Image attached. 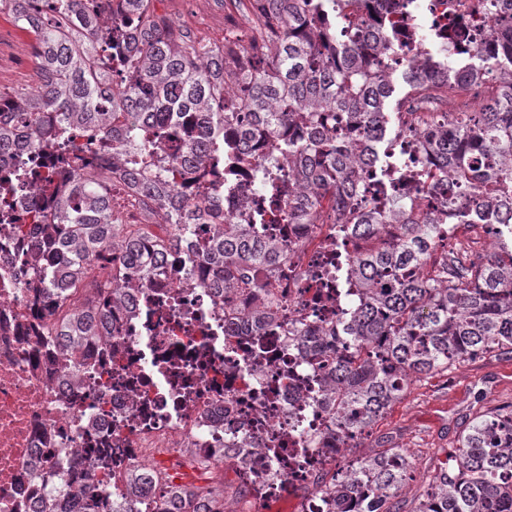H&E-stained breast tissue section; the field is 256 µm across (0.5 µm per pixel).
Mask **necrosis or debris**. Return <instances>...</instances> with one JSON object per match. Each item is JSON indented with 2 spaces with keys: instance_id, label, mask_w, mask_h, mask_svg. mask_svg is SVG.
Returning <instances> with one entry per match:
<instances>
[{
  "instance_id": "4bbe7bcc",
  "label": "necrosis or debris",
  "mask_w": 512,
  "mask_h": 512,
  "mask_svg": "<svg viewBox=\"0 0 512 512\" xmlns=\"http://www.w3.org/2000/svg\"><path fill=\"white\" fill-rule=\"evenodd\" d=\"M382 23L400 41L424 32L437 51L462 57L489 39L493 15L478 0H406ZM438 115L407 104L406 160L392 184L423 212L434 205V168L419 142ZM270 153L262 137L234 162V191L224 197L230 223L260 200ZM8 202L14 221L0 226V512H73L72 493L55 486L68 465L88 487L107 490L103 512L125 503L128 477L147 472L130 512H156L175 488L153 469L158 455L190 458L197 487L213 492L212 512H223L228 471L278 512H321L335 488L319 476L348 459L324 397L329 361L301 347L298 333L335 324L357 301L344 268L329 261L356 253V238L330 222L274 226L291 260L262 275L261 288L221 299L199 275H168L137 290L132 313L113 314L109 345L52 360L31 330L42 317L24 288L33 230L51 200L31 184ZM258 299L274 311L261 331L236 319ZM64 366L75 379L60 376ZM107 451L104 472L93 461Z\"/></svg>"
}]
</instances>
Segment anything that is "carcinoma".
<instances>
[{
	"mask_svg": "<svg viewBox=\"0 0 512 512\" xmlns=\"http://www.w3.org/2000/svg\"><path fill=\"white\" fill-rule=\"evenodd\" d=\"M259 2L265 19L256 30L273 21L282 35L245 58L236 77L240 102L229 104L224 56L235 51L164 37L154 0H125L106 33L92 32L81 0H0L41 47L43 86L38 96L0 91V101L14 105L0 112V158L14 151L18 131L27 150L18 169L28 177L35 172L27 154L60 151L62 182L41 186L57 206L40 227L30 284L46 313L66 310L61 339H43L45 351L73 354L112 335L113 311L132 308L135 288L174 270L197 271L204 287L227 293L259 288L254 273L288 263V253L257 229L272 223L268 211L255 210L248 224L224 222L225 185L189 205L178 190L181 168L204 170L213 153L222 169L263 136L291 167L287 178L274 169L264 177L267 201L285 202L279 220L313 223L322 192L343 220L360 167L377 163L389 134L402 133L408 100L427 89L443 99L493 83L495 93L479 110H458L420 142L437 181L451 187L448 196L417 217L396 199L351 215L348 232L362 251L350 276L362 300L335 327L301 334L305 346L335 336L337 346L353 348L348 356L336 352L326 392L336 428L358 445L412 380L495 350L512 352V0H491L496 31L471 56L417 52L400 68L374 64L399 48L382 23L364 22L371 0ZM119 48L125 76L117 79L96 61ZM182 119L184 141L148 173L167 126ZM75 126L91 140H109L123 179L110 183L62 152ZM134 185L168 223H122L112 194ZM443 210L452 224L500 228L497 250L476 259L460 254L439 234L435 213ZM452 461L430 477L417 512H512V403L473 419ZM409 467L399 448L356 459L336 474L334 512H393ZM57 486L76 494L78 512H98L69 472ZM187 505L177 491L160 512Z\"/></svg>",
	"mask_w": 512,
	"mask_h": 512,
	"instance_id": "carcinoma-1",
	"label": "carcinoma"
}]
</instances>
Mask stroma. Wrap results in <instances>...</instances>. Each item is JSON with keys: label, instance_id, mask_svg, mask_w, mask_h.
<instances>
[{"label": "stroma", "instance_id": "1", "mask_svg": "<svg viewBox=\"0 0 512 512\" xmlns=\"http://www.w3.org/2000/svg\"><path fill=\"white\" fill-rule=\"evenodd\" d=\"M35 67L31 38L0 17V90H27V73ZM510 402L512 354L479 357L413 380L402 399L375 423L370 438L350 455H373L376 438L392 436L413 468L412 480L401 487L394 505L399 512H415L430 476L454 453L462 430L475 417Z\"/></svg>", "mask_w": 512, "mask_h": 512}]
</instances>
